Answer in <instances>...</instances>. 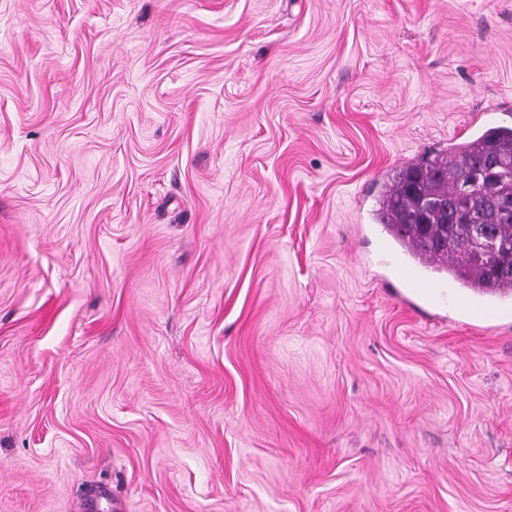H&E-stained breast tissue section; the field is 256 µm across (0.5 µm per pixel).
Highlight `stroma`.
I'll list each match as a JSON object with an SVG mask.
<instances>
[{
    "label": "stroma",
    "instance_id": "stroma-1",
    "mask_svg": "<svg viewBox=\"0 0 512 512\" xmlns=\"http://www.w3.org/2000/svg\"><path fill=\"white\" fill-rule=\"evenodd\" d=\"M494 125L512 0H0V512H512V312L375 220ZM425 280L426 276L423 270L404 268L396 274L393 288H403L404 292H399L407 302L413 303V298H426L434 305L445 304L448 301L449 288L452 287L433 284L423 287Z\"/></svg>",
    "mask_w": 512,
    "mask_h": 512
}]
</instances>
